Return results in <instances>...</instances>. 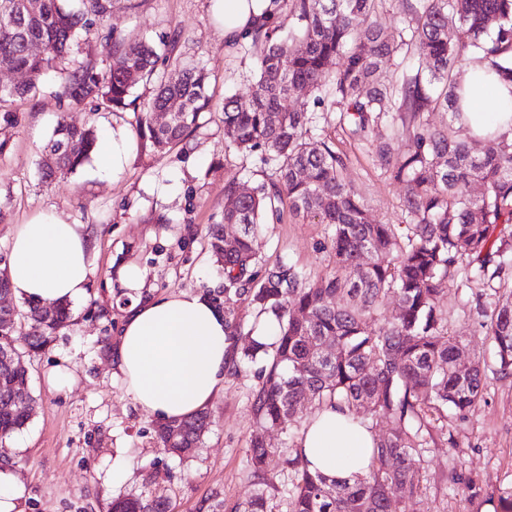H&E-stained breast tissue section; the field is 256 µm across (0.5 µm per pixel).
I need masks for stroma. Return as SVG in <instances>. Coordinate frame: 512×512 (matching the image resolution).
<instances>
[{
    "label": "stroma",
    "mask_w": 512,
    "mask_h": 512,
    "mask_svg": "<svg viewBox=\"0 0 512 512\" xmlns=\"http://www.w3.org/2000/svg\"><path fill=\"white\" fill-rule=\"evenodd\" d=\"M112 23L149 38L184 29L189 40L180 51L207 68L211 109L168 153L135 146L119 171L92 161L49 186L41 183L38 166L58 118L95 121L106 137L117 127L131 129L133 113L67 108L50 75L35 96L15 103L20 124L0 125V141L7 144L0 155V201L8 207L0 224V270L8 268L15 226L44 212L84 226L93 269L86 298L73 307V325L26 359L38 405L28 427L0 447L6 457L0 483L22 487L18 512H107L114 497L154 489L167 492L176 512H240L256 490L246 468L256 368L225 378L208 406L211 425L197 456L180 461L159 447L154 421L134 408L106 349L128 301L119 282L126 264L143 271L146 296L222 288L207 229L224 218V180L238 177L248 189L267 175L258 156L224 146V100L247 96L255 60L241 46L225 45L211 0H116ZM332 99L328 93L316 104L297 91L285 105L307 102L318 140L344 158V179L364 199L372 221L403 223L402 185L374 165L370 141L341 128ZM329 236L327 225L304 222L285 207L278 221L264 226L255 249L266 265L287 261L316 276L332 265ZM496 301L494 289L474 280L445 289L443 308L459 361L488 348L482 325ZM56 368L68 369L67 384L49 383ZM432 435L419 455V493L393 503V512H495L499 496L512 491V374L488 372L467 420L438 419Z\"/></svg>",
    "instance_id": "1"
}]
</instances>
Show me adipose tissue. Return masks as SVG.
I'll list each match as a JSON object with an SVG mask.
<instances>
[{
	"instance_id": "adipose-tissue-1",
	"label": "adipose tissue",
	"mask_w": 512,
	"mask_h": 512,
	"mask_svg": "<svg viewBox=\"0 0 512 512\" xmlns=\"http://www.w3.org/2000/svg\"><path fill=\"white\" fill-rule=\"evenodd\" d=\"M227 45L270 26L282 0H211ZM461 122L478 140L512 128V82L471 66L461 84ZM92 275L88 238L80 225L47 213L18 225L11 236L8 278L13 294L40 303H78ZM229 343L224 314L198 293L140 299L124 318L111 352L134 406L156 423L206 408L222 389ZM298 446L311 471L344 480L366 471L375 446L371 429L331 407L309 417Z\"/></svg>"
}]
</instances>
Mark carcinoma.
<instances>
[{"mask_svg": "<svg viewBox=\"0 0 512 512\" xmlns=\"http://www.w3.org/2000/svg\"><path fill=\"white\" fill-rule=\"evenodd\" d=\"M29 2L0 0V70L29 75L24 85L0 86V123H20L13 104L36 94L49 71L58 74L61 96L71 107L94 103L132 111L137 138L157 153L180 144L209 110L208 71L177 54L181 31L157 44L119 31L112 26V0H38L33 10ZM377 2L282 0L279 22L251 39L257 72L249 99L224 102L226 147L242 155L259 150L271 167L267 180L247 193L237 180H225L224 224L208 229L210 250L224 273V295L209 298L224 311L228 370L236 374L243 363L265 360L252 393L260 428L249 445L253 476L265 480L280 457L262 430L300 425L309 407L333 406L367 425L377 418L392 423L378 437L367 471L349 480L309 471L299 448L288 449L282 463L292 471L289 512H388L390 493L404 501L418 492L414 455L431 435V415L451 410L465 418L481 396L488 368L478 355L466 370L458 369L443 285L463 271L492 288L512 262V233L498 230L512 224V137L490 136L475 154L452 126L428 120L437 111L458 116V63L484 64L512 81V0H412L397 40L380 22ZM95 38L112 48L109 69L75 58L80 42ZM32 43L43 50L30 51ZM403 49L415 57V72L396 86L379 83L377 73ZM141 84L153 87L151 97L135 94ZM328 87L335 96L331 105L355 137L367 139L397 119L411 125L404 151L390 136L372 141L374 161L404 185L405 224L372 223L361 196L343 178V157L313 139L314 113L305 104L281 109L297 88L319 100ZM157 112L170 113L166 125H156ZM97 143L94 125L59 118L42 149L41 182L76 172L90 162ZM285 199L303 220L330 229L333 266L314 279L283 262L264 266L253 247L268 218H279ZM226 224L235 228L230 247ZM387 297L398 302L399 313L378 324ZM240 301L256 311L249 322L235 314ZM262 318L277 325L269 343L254 337ZM71 322L68 304L24 300L1 309L0 348L10 349L16 362H0V378L29 381L25 357L49 347ZM485 328L498 372L511 374V288L498 292ZM21 335L23 350L14 343ZM325 339L336 345L329 357L322 351ZM30 419L0 392V438H11ZM177 425L179 440L170 441L163 427L156 429L157 439L170 456L192 458L209 413L202 410ZM110 512L174 508L157 491L117 498Z\"/></svg>", "mask_w": 512, "mask_h": 512, "instance_id": "carcinoma-1", "label": "carcinoma"}]
</instances>
